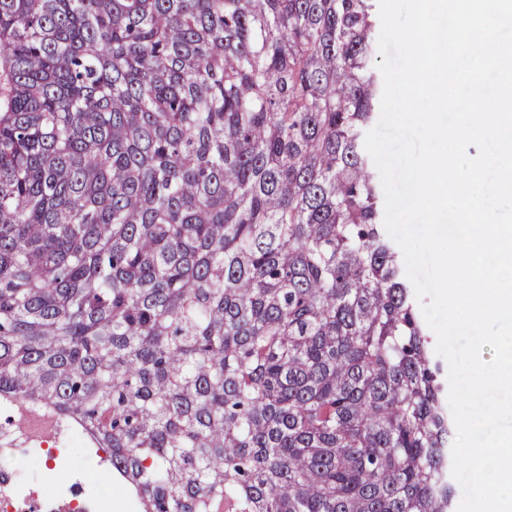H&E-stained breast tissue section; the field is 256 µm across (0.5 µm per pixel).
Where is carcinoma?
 I'll return each mask as SVG.
<instances>
[{
  "mask_svg": "<svg viewBox=\"0 0 512 512\" xmlns=\"http://www.w3.org/2000/svg\"><path fill=\"white\" fill-rule=\"evenodd\" d=\"M373 2L0 0V412L134 512H453Z\"/></svg>",
  "mask_w": 512,
  "mask_h": 512,
  "instance_id": "1",
  "label": "carcinoma"
}]
</instances>
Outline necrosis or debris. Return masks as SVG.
<instances>
[{"instance_id":"necrosis-or-debris-1","label":"necrosis or debris","mask_w":512,"mask_h":512,"mask_svg":"<svg viewBox=\"0 0 512 512\" xmlns=\"http://www.w3.org/2000/svg\"><path fill=\"white\" fill-rule=\"evenodd\" d=\"M76 425H64L54 435L32 440L16 426L0 430V512H112L110 499L88 488L86 467L73 468L71 482L46 489L24 473L36 470L42 459H58L62 452L89 446Z\"/></svg>"}]
</instances>
